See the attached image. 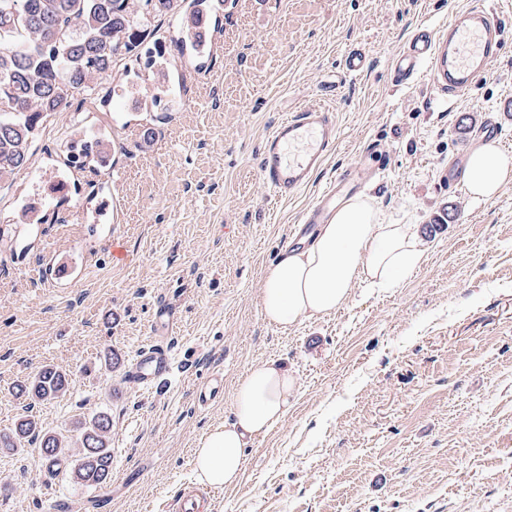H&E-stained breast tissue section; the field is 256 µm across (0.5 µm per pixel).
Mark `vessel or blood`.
<instances>
[{
    "instance_id": "1",
    "label": "vessel or blood",
    "mask_w": 512,
    "mask_h": 512,
    "mask_svg": "<svg viewBox=\"0 0 512 512\" xmlns=\"http://www.w3.org/2000/svg\"><path fill=\"white\" fill-rule=\"evenodd\" d=\"M212 6H196L189 25L172 20L177 29L179 47H192L196 58L213 53L219 43L221 23L213 22ZM188 34H181V27ZM503 26L498 12L483 5H469L456 10L443 29L426 28L415 35L393 61V71L400 80H413L427 74L430 87L441 96L466 94L474 79L485 72L502 46ZM338 142V126L329 105L317 102L302 106L282 119L264 139L260 150V175L274 198L294 197L307 187L313 175L325 164ZM111 152L93 155L92 160L105 173L99 183L98 215L111 223L117 209L112 185L120 177L113 168ZM359 183L352 172L337 171L330 187L320 192L289 237L290 245L308 238L316 225L328 223L336 207V198L358 192ZM41 277L54 288L78 284L84 270L76 262L61 257L52 247H45ZM175 361L166 337L157 336L142 348L129 366L131 382L144 390L155 385L174 370ZM195 402L208 407L224 396V375L211 372L195 387ZM214 506L210 492L191 488L181 491L167 505L168 512H209Z\"/></svg>"
}]
</instances>
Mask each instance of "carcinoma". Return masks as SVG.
I'll list each match as a JSON object with an SVG mask.
<instances>
[{"label": "carcinoma", "instance_id": "cac0c4a2", "mask_svg": "<svg viewBox=\"0 0 512 512\" xmlns=\"http://www.w3.org/2000/svg\"><path fill=\"white\" fill-rule=\"evenodd\" d=\"M174 0H0V183L14 177L31 157L43 122L69 106L71 92L94 87L139 44V20L166 16ZM67 374L46 365L15 385L16 395L32 401L66 394ZM104 413L78 423L80 456L73 479L85 486L112 475ZM37 422L25 416L0 446L15 448L37 436ZM63 440L40 437L39 452L52 465L65 456Z\"/></svg>", "mask_w": 512, "mask_h": 512}]
</instances>
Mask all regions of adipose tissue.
I'll return each mask as SVG.
<instances>
[{"mask_svg": "<svg viewBox=\"0 0 512 512\" xmlns=\"http://www.w3.org/2000/svg\"><path fill=\"white\" fill-rule=\"evenodd\" d=\"M464 182L475 200H494L512 183V158L495 142L479 144L470 155ZM425 257L416 225L387 223L372 199L355 196L339 206L330 223L317 225L311 242L284 250L265 267L260 307L269 323L287 329L336 312L357 283L397 287ZM296 390L295 377L277 362L249 367L235 387L232 421L208 431L194 452L199 482L212 487L235 484L246 445L287 416Z\"/></svg>", "mask_w": 512, "mask_h": 512, "instance_id": "1", "label": "adipose tissue"}]
</instances>
